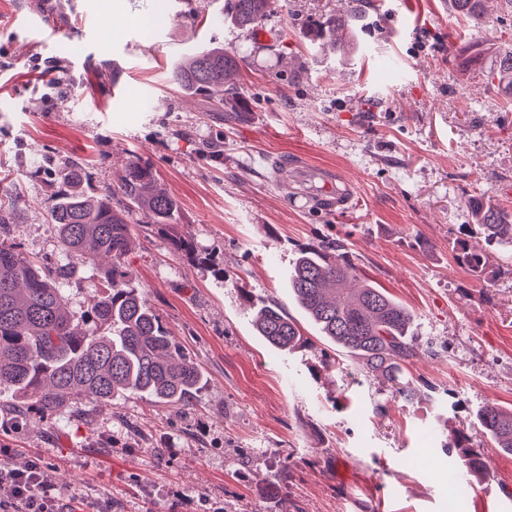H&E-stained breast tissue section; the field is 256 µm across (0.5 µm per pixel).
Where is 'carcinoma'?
<instances>
[{
	"label": "carcinoma",
	"instance_id": "carcinoma-1",
	"mask_svg": "<svg viewBox=\"0 0 512 512\" xmlns=\"http://www.w3.org/2000/svg\"><path fill=\"white\" fill-rule=\"evenodd\" d=\"M455 9L476 21L482 0H452ZM272 0H232L231 18L242 30L265 19ZM346 20L336 14L311 23L314 41L337 43L336 31ZM241 56L222 48H205L180 61L170 79L191 94L218 105L238 94L230 76ZM494 77L512 85V52L496 59ZM88 174L72 165L64 185L48 202V223L54 225L64 263L40 267L13 243L0 241V389L48 416L84 400L108 403L119 396L150 397L190 408L206 380L155 313L141 287L124 266L131 242L128 214L138 211L143 228L163 232L177 223L179 205L155 190L152 169L139 159L125 166L118 186L103 192L86 188ZM21 200L0 202V228L14 223ZM487 244L512 246V214L486 200L473 205ZM458 266L471 276L493 278L483 246L460 239L453 247ZM99 271L106 291L91 313L77 316L68 309L64 285L74 261ZM358 267L342 247L322 241L299 250L288 278L295 302L336 347L356 358L365 376L389 375L419 354L411 328L414 315L370 282L349 284ZM256 330L269 345L293 349L304 342L296 321L276 304L260 302ZM477 425L494 451L512 455V409L487 403L477 411ZM463 466L479 480L490 477L489 452L476 449L472 436L457 429L449 436Z\"/></svg>",
	"mask_w": 512,
	"mask_h": 512
}]
</instances>
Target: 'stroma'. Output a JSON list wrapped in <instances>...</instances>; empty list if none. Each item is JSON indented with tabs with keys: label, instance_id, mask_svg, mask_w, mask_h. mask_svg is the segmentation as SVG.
Segmentation results:
<instances>
[{
	"label": "stroma",
	"instance_id": "35a3bbf8",
	"mask_svg": "<svg viewBox=\"0 0 512 512\" xmlns=\"http://www.w3.org/2000/svg\"><path fill=\"white\" fill-rule=\"evenodd\" d=\"M224 6L0 0V189L22 200L9 241L59 263L46 205L68 164L98 192L148 163L199 258L134 212L124 264L207 380L189 409L130 396L23 425L0 392V464L39 461L60 512H448L452 495L457 512H512L511 455L472 484L446 447L485 403L512 406V249L487 247V282L452 257L478 232L475 199L512 212V89L488 76L492 52L512 51V5L485 0L473 23L449 0H274L261 39ZM330 13L357 19L347 54L310 45ZM209 46L246 58L221 108L169 81ZM286 156L349 178L354 210L297 209L273 170ZM321 241L413 311L420 351L398 379L354 371L289 297L300 247ZM261 300L304 346L258 336Z\"/></svg>",
	"mask_w": 512,
	"mask_h": 512
}]
</instances>
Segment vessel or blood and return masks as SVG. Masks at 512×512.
<instances>
[{
    "label": "vessel or blood",
    "instance_id": "1",
    "mask_svg": "<svg viewBox=\"0 0 512 512\" xmlns=\"http://www.w3.org/2000/svg\"><path fill=\"white\" fill-rule=\"evenodd\" d=\"M276 171L290 174L298 187V197L304 198L313 208L343 212L354 205L352 183L331 170L284 159L277 163Z\"/></svg>",
    "mask_w": 512,
    "mask_h": 512
}]
</instances>
